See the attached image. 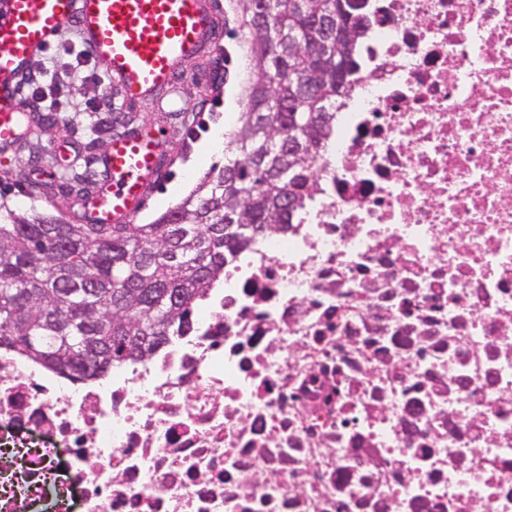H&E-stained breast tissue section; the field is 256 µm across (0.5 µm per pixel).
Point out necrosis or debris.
Here are the masks:
<instances>
[{
  "instance_id": "obj_1",
  "label": "necrosis or debris",
  "mask_w": 512,
  "mask_h": 512,
  "mask_svg": "<svg viewBox=\"0 0 512 512\" xmlns=\"http://www.w3.org/2000/svg\"><path fill=\"white\" fill-rule=\"evenodd\" d=\"M316 185L150 356L0 344V512H512V0H369Z\"/></svg>"
}]
</instances>
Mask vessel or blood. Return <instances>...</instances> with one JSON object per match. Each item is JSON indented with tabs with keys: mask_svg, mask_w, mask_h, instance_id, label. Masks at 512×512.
<instances>
[{
	"mask_svg": "<svg viewBox=\"0 0 512 512\" xmlns=\"http://www.w3.org/2000/svg\"><path fill=\"white\" fill-rule=\"evenodd\" d=\"M70 27L105 63L110 84L129 106L172 91L189 61L219 51L223 34L214 0H0L1 154L23 135L19 88L30 60ZM173 159L164 129L113 137L100 162L103 177L75 201L80 221L135 223Z\"/></svg>",
	"mask_w": 512,
	"mask_h": 512,
	"instance_id": "1",
	"label": "vessel or blood"
}]
</instances>
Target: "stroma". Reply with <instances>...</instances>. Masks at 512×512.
<instances>
[{"instance_id": "35a3bbf8", "label": "stroma", "mask_w": 512, "mask_h": 512, "mask_svg": "<svg viewBox=\"0 0 512 512\" xmlns=\"http://www.w3.org/2000/svg\"><path fill=\"white\" fill-rule=\"evenodd\" d=\"M224 17V57L189 63L187 78L181 84V97L164 101L160 105L147 102L136 107L140 116L138 125L142 128L159 125L172 128L173 114L185 108L192 111L198 109L209 116L206 128L197 130L196 134H187L183 129L174 130L173 137L180 142L181 148L169 176L154 190L141 216L142 223L153 221L198 186L204 173L219 161L218 156L206 150L209 138L216 129L231 130L229 115L242 111L245 106L244 100L235 101L231 98V91L238 83L244 63L233 50L234 15L228 11ZM82 50L78 37L64 34L56 44L32 61L27 76L21 80V99L25 112L29 114L39 111L42 96L50 97L56 93L55 87L50 86L49 82L33 81L32 76L37 73L40 65H50L55 72L70 70L78 89L73 103L62 104L61 109L66 113H80L81 123L70 131L53 129L44 132L40 142L42 151H51L54 144L61 142L71 144L77 150H84L91 138L86 119L89 114L99 111L103 98H111L113 111L122 109L117 91L111 87L103 88L98 82L99 76L105 72L104 63L83 58ZM21 158V153L11 152L7 156V166H0V201H7L16 212L30 216H65L68 211L67 199L61 194L57 179L45 178L38 189L34 190L16 184L9 178L8 167L17 166Z\"/></svg>"}]
</instances>
